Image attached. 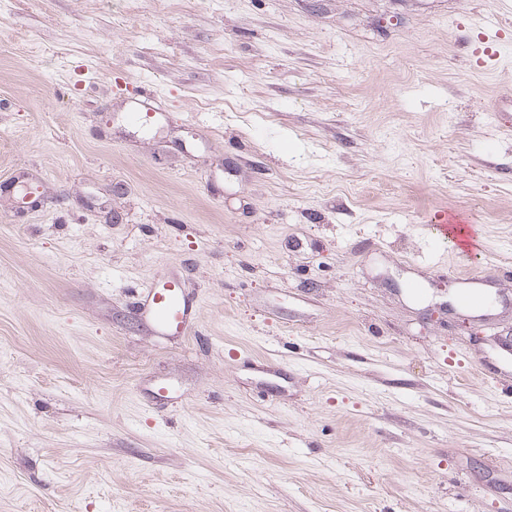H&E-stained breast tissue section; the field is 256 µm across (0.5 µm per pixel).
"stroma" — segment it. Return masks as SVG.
I'll return each instance as SVG.
<instances>
[{"label": "stroma", "mask_w": 512, "mask_h": 512, "mask_svg": "<svg viewBox=\"0 0 512 512\" xmlns=\"http://www.w3.org/2000/svg\"><path fill=\"white\" fill-rule=\"evenodd\" d=\"M487 20L512 43L498 0H0V512H512ZM157 273L187 336L134 313ZM429 224H436L434 228L441 236L457 241L462 248V253L473 257L483 251L481 238L474 225L463 223L456 215L448 214L446 210L434 212L427 221Z\"/></svg>", "instance_id": "35a3bbf8"}]
</instances>
